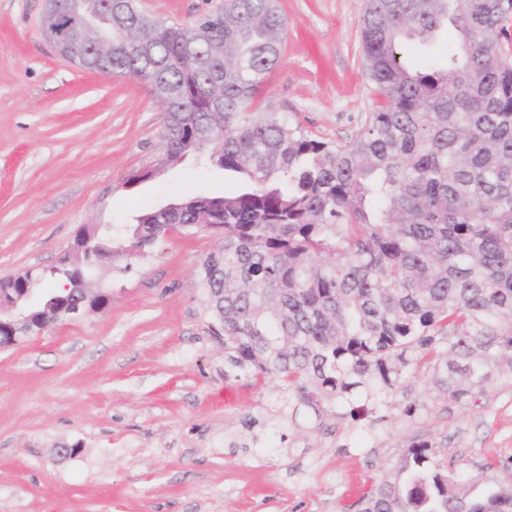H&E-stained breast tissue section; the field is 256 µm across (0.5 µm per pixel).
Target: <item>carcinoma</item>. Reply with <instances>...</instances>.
I'll use <instances>...</instances> for the list:
<instances>
[{
	"mask_svg": "<svg viewBox=\"0 0 512 512\" xmlns=\"http://www.w3.org/2000/svg\"><path fill=\"white\" fill-rule=\"evenodd\" d=\"M448 26L458 49L446 68L403 61L404 43ZM286 28L274 0H224L189 25L123 0L112 28L76 46L81 68L145 80L169 112L163 156L124 186L189 156L245 181L138 216L123 242L85 232L101 261L143 257L180 229L221 239L196 270L212 336L233 370L313 408L387 403L432 354L433 386L460 400L502 360L512 367V0H368L363 54L380 101L344 144L255 107ZM74 272L1 278L19 300L0 312V333L34 335L28 317L66 304L48 280H69L92 310L106 305L109 292ZM444 337L448 349L435 350ZM361 502L360 512H512V487L477 493L419 443Z\"/></svg>",
	"mask_w": 512,
	"mask_h": 512,
	"instance_id": "carcinoma-1",
	"label": "carcinoma"
}]
</instances>
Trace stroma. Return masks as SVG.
<instances>
[{
  "mask_svg": "<svg viewBox=\"0 0 512 512\" xmlns=\"http://www.w3.org/2000/svg\"><path fill=\"white\" fill-rule=\"evenodd\" d=\"M219 0H138L191 24ZM367 0H277L281 60L260 102L323 140L349 141L376 106L363 64ZM43 0H0V277L51 267L84 224L242 187L187 161L127 187L162 155L152 86L79 68L47 41ZM218 240L174 232L103 272V308L0 349V512H358L412 444L445 469L512 486V374L460 401L430 388L433 360L391 404H285L277 382L236 375L208 331L195 271Z\"/></svg>",
  "mask_w": 512,
  "mask_h": 512,
  "instance_id": "stroma-1",
  "label": "stroma"
}]
</instances>
